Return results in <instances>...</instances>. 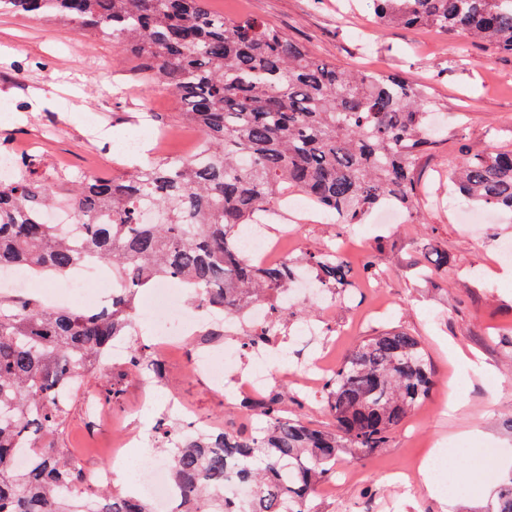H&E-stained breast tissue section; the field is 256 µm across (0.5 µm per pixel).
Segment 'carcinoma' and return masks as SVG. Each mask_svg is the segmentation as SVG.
Here are the masks:
<instances>
[{"label":"carcinoma","mask_w":512,"mask_h":512,"mask_svg":"<svg viewBox=\"0 0 512 512\" xmlns=\"http://www.w3.org/2000/svg\"><path fill=\"white\" fill-rule=\"evenodd\" d=\"M372 3L379 25H428L512 55V0ZM7 13L61 16L81 35L112 41L117 55L136 57L148 88L177 96L180 118L202 134L197 159L73 180L36 156L0 180V268L65 277L97 259L130 284L98 311L0 297V512H152L137 494L89 488L49 439L67 424L77 374L101 366L112 340L127 335L139 290L158 280L226 316L255 302L273 306L270 324L243 330L246 344L274 342L284 314L274 300L300 266L344 298L343 258L318 251L256 265L236 247L241 227L295 194L338 224H359L386 204L415 209L416 160L433 144L428 120L438 104L398 74L344 70L277 26L228 18L209 0H0ZM453 186L475 207L512 211V150L467 156ZM60 199L83 224L78 244L41 221V210ZM141 199L159 221L141 222ZM149 351L133 343L127 370L138 372ZM433 387L420 339L386 330L360 342L323 386L332 430L284 415L275 393L257 413V430L163 425L157 443L181 489V512H305L340 453L359 459L383 447ZM24 448L36 453L20 471L13 459ZM233 467L249 489L240 502L224 493ZM491 512H512V481Z\"/></svg>","instance_id":"carcinoma-1"}]
</instances>
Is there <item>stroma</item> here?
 <instances>
[{
    "label": "stroma",
    "instance_id": "stroma-1",
    "mask_svg": "<svg viewBox=\"0 0 512 512\" xmlns=\"http://www.w3.org/2000/svg\"><path fill=\"white\" fill-rule=\"evenodd\" d=\"M210 5L231 18L253 16L275 24L314 56L338 66L400 73L423 86L444 114L436 145L417 164L422 187L442 198L426 205V223L383 225L369 215L344 226L327 217L304 225L301 236L284 245L297 256L344 239L351 279L361 278L369 257L383 274L379 296L355 287L332 309L320 307L312 295L290 307L272 353L279 368L292 366L293 342L311 318L319 333L309 339L310 352L327 348L341 360L367 337L396 328L419 336L435 371L429 399L383 448L362 460L337 459L336 475L310 495L309 512H490L500 486L512 477V260L496 253L497 242L512 240V213L503 212L487 232L471 233L458 221L466 204L449 195L448 175L462 153L512 149V56L430 28L375 26L371 0H356L357 15L348 23L337 15L336 0H210ZM463 46L471 59L467 65L458 59ZM115 54L111 42L79 35L63 19L0 15V101L9 105L0 112V134L12 133L22 144L41 141L45 161L67 162L74 179L130 169L118 141L137 128L149 108L168 125H179L181 107L171 94L130 83L114 68ZM433 249L447 252L448 269L427 279L421 272ZM381 305L388 306L387 315L375 314ZM452 346L476 353L493 376L450 359ZM193 350L188 342L168 351L161 361L164 385L143 412L136 377L109 366L96 369L92 387L118 388V399L103 404L95 417L77 400L55 443L80 454L82 469L104 468L117 430L138 433L149 448L157 422L178 423L168 407L172 400L187 404L200 420L259 427L258 419L241 416L239 399L211 388L205 377L191 376ZM452 385L465 401L455 414L437 406ZM285 394L290 417L315 428L333 427L319 390L298 382ZM471 430L480 433L474 446H461L454 461H436L443 476L466 479L462 490L433 496L421 481L391 478V471L409 470L431 458L433 446L447 447ZM344 470L350 479L341 478Z\"/></svg>",
    "mask_w": 512,
    "mask_h": 512
}]
</instances>
